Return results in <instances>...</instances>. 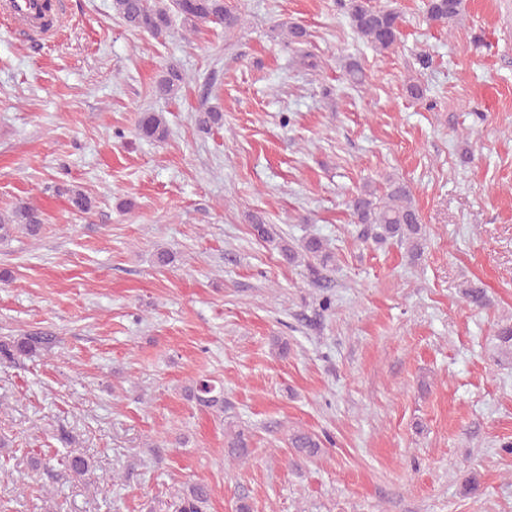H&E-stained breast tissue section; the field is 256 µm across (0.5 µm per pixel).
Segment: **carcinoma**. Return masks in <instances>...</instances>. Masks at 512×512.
Here are the masks:
<instances>
[{"label": "carcinoma", "mask_w": 512, "mask_h": 512, "mask_svg": "<svg viewBox=\"0 0 512 512\" xmlns=\"http://www.w3.org/2000/svg\"><path fill=\"white\" fill-rule=\"evenodd\" d=\"M463 0H426L425 15L428 22L442 27L455 21L462 12ZM336 5L349 19L353 31L380 53L393 49L400 38L403 23L401 14L394 9L375 8L369 0H336ZM113 10L122 23L133 32H143L155 39L167 36L172 26V15L181 17L189 31L203 24H219L231 32L242 24L241 15L226 0H113ZM185 84V77L177 67L170 65L154 85V93L173 99ZM198 131L209 133L224 125V113L216 106L203 107L195 114ZM138 134L149 141L163 142L169 129L165 116L159 112H144L137 124ZM58 193L67 197L74 210L87 213L92 209L91 199L80 189L63 186ZM348 209L354 223L362 225L361 238L376 243L395 239L407 246L413 259L421 254L422 224L412 205L411 190L403 181H389L386 192L379 196L365 187L348 201ZM42 213L25 202H19L10 210L0 211V242H4L17 230L36 237L42 230ZM253 231L258 238L272 244L290 264L303 265L314 279H320L323 271L333 262V255L320 238L308 237L295 243L277 233L273 225L254 217ZM465 302L475 308L488 304L484 288L469 286L462 290ZM499 353L512 357V322L499 326L497 331ZM57 337L42 331L23 336L0 337V365L15 366L25 359L51 350ZM192 398L206 408L224 412V391L210 380H201L192 389ZM291 448L305 458L319 456L323 441L312 432L297 430L289 438ZM229 457L235 459L247 455L249 435L243 428L231 433L227 442ZM64 471L84 478L91 475L93 464L81 453H69L61 459ZM210 497V489L204 484H192L179 495L178 512H203Z\"/></svg>", "instance_id": "cac0c4a2"}]
</instances>
